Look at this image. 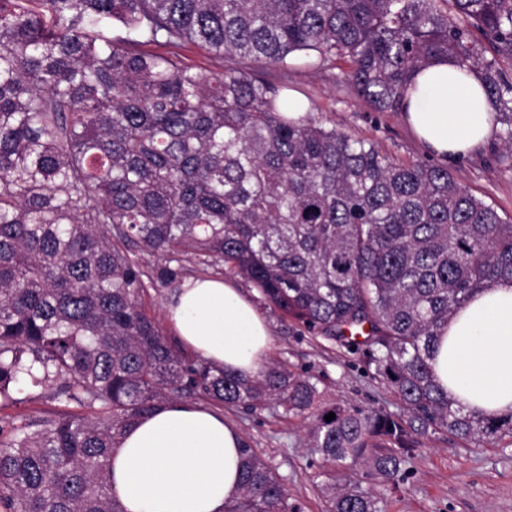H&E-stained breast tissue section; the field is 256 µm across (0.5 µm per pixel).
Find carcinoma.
<instances>
[{
  "instance_id": "1",
  "label": "carcinoma",
  "mask_w": 512,
  "mask_h": 512,
  "mask_svg": "<svg viewBox=\"0 0 512 512\" xmlns=\"http://www.w3.org/2000/svg\"><path fill=\"white\" fill-rule=\"evenodd\" d=\"M477 33L512 57V0H0V408L28 382L92 410L0 427L5 512H124L111 449L173 399L314 416L313 447L343 474L322 485L327 512H382L349 473L398 474L402 456L379 448L413 447L400 420L322 409L317 384L280 362L245 379L187 356L141 304L185 259L360 355L418 431L478 447L512 436L511 413L468 411L432 374L455 310L512 279V221L446 168L286 117L282 86L152 50L283 70L304 51L346 59L379 112L406 111L413 72L447 58L481 71L512 165V80ZM137 249L165 263L148 271ZM241 452L228 512H302Z\"/></svg>"
}]
</instances>
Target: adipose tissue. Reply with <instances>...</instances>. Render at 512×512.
Here are the masks:
<instances>
[{"instance_id": "adipose-tissue-1", "label": "adipose tissue", "mask_w": 512, "mask_h": 512, "mask_svg": "<svg viewBox=\"0 0 512 512\" xmlns=\"http://www.w3.org/2000/svg\"><path fill=\"white\" fill-rule=\"evenodd\" d=\"M403 117L421 145L444 159L493 141L496 109L482 75L450 62L418 72ZM166 316L198 359L252 378L272 345L266 318L228 280L202 276L172 291ZM436 382L467 410L487 417L512 412V281L481 290L442 330ZM239 430L223 413L172 402L141 418L111 455L112 491L126 512H227L241 492Z\"/></svg>"}]
</instances>
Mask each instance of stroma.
Instances as JSON below:
<instances>
[{
    "label": "stroma",
    "mask_w": 512,
    "mask_h": 512,
    "mask_svg": "<svg viewBox=\"0 0 512 512\" xmlns=\"http://www.w3.org/2000/svg\"><path fill=\"white\" fill-rule=\"evenodd\" d=\"M349 69L344 60L327 68L318 66L314 57L300 54L287 73L267 69L263 75L284 82L314 121L371 140L395 160H426V152L401 113L374 111L346 85L343 76ZM499 153L500 143L495 140L471 156L448 163L447 168L459 184L492 204L501 217L512 219V166L499 162ZM260 310L272 334L270 358L287 362L298 374L313 376L326 403L408 419L399 397L372 376L359 355L300 332L293 320L268 305L261 304ZM64 409L80 411L77 405L51 399L47 389L29 386L17 404L0 410V426ZM223 413L275 468L303 512H325L320 487L328 467L310 444L311 420L283 417L281 409L272 406L256 413L227 407ZM355 480L382 497L384 512H512V437L478 447L446 433H431L420 437L405 455L395 479L363 466Z\"/></svg>",
    "instance_id": "obj_1"
}]
</instances>
